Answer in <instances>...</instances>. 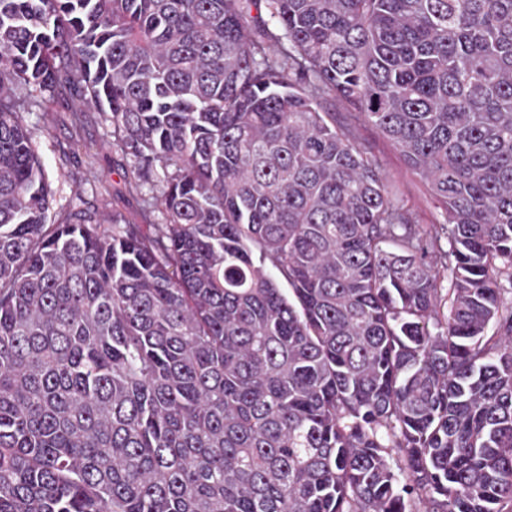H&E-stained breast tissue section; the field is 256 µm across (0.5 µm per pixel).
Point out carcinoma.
Returning a JSON list of instances; mask_svg holds the SVG:
<instances>
[{"label": "carcinoma", "instance_id": "carcinoma-1", "mask_svg": "<svg viewBox=\"0 0 512 512\" xmlns=\"http://www.w3.org/2000/svg\"><path fill=\"white\" fill-rule=\"evenodd\" d=\"M22 87L165 222L57 201ZM504 269L512 0H0V512H512ZM330 109L336 112V121L345 124L356 141L376 158L386 178L388 191L410 209L418 224L446 223L445 215L437 207L426 180L407 165L399 150L389 140L362 118L351 119L348 112L355 111L340 101L336 100Z\"/></svg>", "mask_w": 512, "mask_h": 512}]
</instances>
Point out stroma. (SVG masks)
<instances>
[{
  "instance_id": "35a3bbf8",
  "label": "stroma",
  "mask_w": 512,
  "mask_h": 512,
  "mask_svg": "<svg viewBox=\"0 0 512 512\" xmlns=\"http://www.w3.org/2000/svg\"><path fill=\"white\" fill-rule=\"evenodd\" d=\"M332 110L376 158L390 194L410 209L415 221L445 223L428 183L407 165L399 150L371 124L350 118L343 103L333 104ZM25 123L40 145L58 196H80L84 210L107 225L116 214L129 224L163 222L161 184L151 180L136 191L125 189L129 161L114 146L110 123L94 107L79 105L75 96L66 93L45 107L27 110Z\"/></svg>"
}]
</instances>
